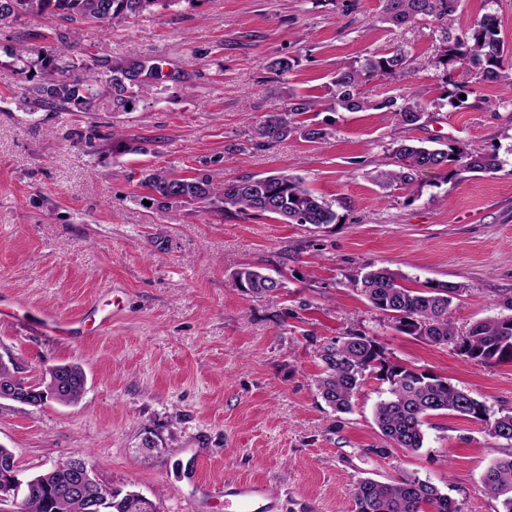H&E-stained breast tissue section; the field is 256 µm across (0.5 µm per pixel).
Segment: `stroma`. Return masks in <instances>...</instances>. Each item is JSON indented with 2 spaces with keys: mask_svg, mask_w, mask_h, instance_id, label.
I'll return each mask as SVG.
<instances>
[{
  "mask_svg": "<svg viewBox=\"0 0 512 512\" xmlns=\"http://www.w3.org/2000/svg\"><path fill=\"white\" fill-rule=\"evenodd\" d=\"M380 0H180L115 27L90 20L23 16L0 26V291L66 317L113 304L109 329L63 341L34 324L0 319V353L23 360L28 380L80 365L78 403L33 408L0 400V445L21 480L74 455L105 483L135 490L156 512H235L224 485L262 488L276 512H351V487L414 474L443 487L464 512H500L482 476L503 453L485 425L431 417L423 447L388 457L379 441L369 379L351 413L334 425L315 378L321 346L352 334L375 338L394 363L445 377L493 409L512 411V362L479 363L396 331L348 279L385 266L405 285L452 282L464 291L450 315L459 332L502 315L512 295V70L497 83L466 69L464 103L445 102L431 24L381 23ZM495 14L512 48V0H460L454 32ZM53 47L96 53L112 66L159 63L164 77L127 112H30L14 51ZM403 46L416 68L365 84L375 102L415 95L438 113L409 131L389 112H309L326 138H291L268 150L250 144V116L281 112L287 91L318 100L342 65ZM295 58L281 80L269 59ZM96 148L76 136L90 126ZM141 150L117 154L112 129ZM436 141L496 151V172L456 179L427 172L408 192L384 193L369 179L394 141ZM215 180L286 171L333 205L316 228L270 216L180 208L179 223L149 204L148 170ZM258 265L283 282L254 295L234 272Z\"/></svg>",
  "mask_w": 512,
  "mask_h": 512,
  "instance_id": "35a3bbf8",
  "label": "stroma"
}]
</instances>
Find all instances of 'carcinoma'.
I'll return each mask as SVG.
<instances>
[{
	"instance_id": "1",
	"label": "carcinoma",
	"mask_w": 512,
	"mask_h": 512,
	"mask_svg": "<svg viewBox=\"0 0 512 512\" xmlns=\"http://www.w3.org/2000/svg\"><path fill=\"white\" fill-rule=\"evenodd\" d=\"M178 0H0V23L5 24L27 14L58 16L78 22L92 19L117 25L158 7L166 9ZM381 19L395 27L434 23L442 42L436 64L443 68L465 63L479 70L481 79L497 82L502 71L512 69V49L498 37V18L486 13L467 30L454 35L451 23L459 0H381ZM40 79L26 90L36 106L53 112H93L102 102L113 109L127 108L149 87L154 66L142 62L127 68H114L92 53L68 58L53 49L38 56ZM295 58L280 53L269 62L277 76L293 69ZM412 67V59L400 46L384 54L375 53L336 71L329 97L321 102L288 92V109L271 112L259 121L252 141L258 148L272 146L290 136L317 142L327 131L312 122L300 121L320 106L324 110L341 107L349 112L369 108L385 109L395 123L408 130L422 127L429 107L414 96L388 97L379 103L369 100L362 85L373 78L396 79ZM112 151L143 152L145 148L115 129ZM500 167L498 154L485 149L433 148L404 139L392 148L389 168L370 172L371 181L383 190L407 191L425 171L447 169L457 177L487 174ZM143 186L152 193L160 207L184 206V199L199 201L198 208L220 214L235 212L246 216H269L285 224H309L321 227L336 221L329 202L313 194L302 177L287 172L260 177L243 175L222 182L206 174L174 176L163 168L152 169ZM234 284L249 293L264 294L275 290L274 284L259 266H247L233 274ZM361 291L372 308L394 321V328L417 336L436 346H448L467 360L478 362L512 361V315L473 323L459 333L450 316L453 300L463 288L455 283H440L427 289L410 288L402 277L387 267H370L349 280ZM321 374L316 389L322 400L335 412L352 411L353 399L366 380L373 377L388 384L387 397L374 409V419L381 442L370 452L387 457L393 448L416 452L423 447V427L431 416L455 414L471 420L486 421L487 429L504 442L505 457L490 465L482 479L485 494L501 500V512H512V412L491 411L486 402L446 378L429 375L391 362L376 339L354 335L342 342H332L319 353ZM86 375L76 364H65L63 376L54 383L46 376L29 384L34 400L50 397L59 404H74L85 391ZM71 460L56 463L48 471L27 482L25 492L0 512H84L82 499L70 492ZM352 512H462V505L434 483L413 475H403L392 482L359 479L351 490ZM110 512H154V504L119 494Z\"/></svg>"
}]
</instances>
